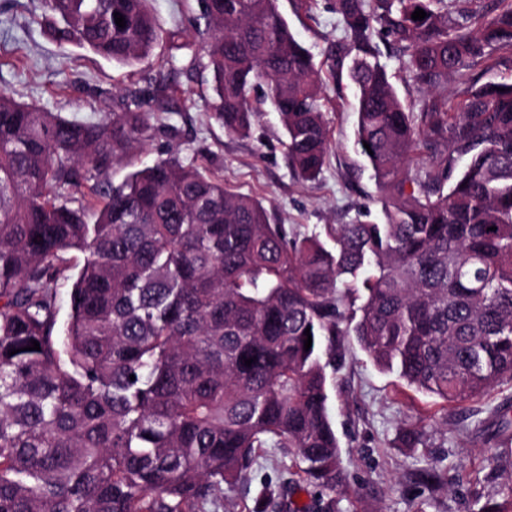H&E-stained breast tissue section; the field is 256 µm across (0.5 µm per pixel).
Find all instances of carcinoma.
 Returning <instances> with one entry per match:
<instances>
[{"label": "carcinoma", "instance_id": "1", "mask_svg": "<svg viewBox=\"0 0 512 512\" xmlns=\"http://www.w3.org/2000/svg\"><path fill=\"white\" fill-rule=\"evenodd\" d=\"M467 2L334 0L346 37L328 50L329 76L353 86L356 149L391 195L380 222L302 238L175 153L97 182L142 147L161 86L130 87L121 111L87 120L0 91V512H206L268 447L293 449L304 480L342 489L327 368L348 336L446 403L512 380V80L469 78L458 112L414 114L376 41L384 34L416 82L436 88L492 47L512 51V0L476 28ZM147 3L41 0V23L61 44L132 68L182 37ZM197 4L213 119L249 136L260 91L289 166L316 179L330 146L327 75L278 0ZM420 145L447 154L413 174ZM72 252L82 260L60 326ZM402 441L425 445L424 428H404ZM483 512H512V481Z\"/></svg>", "mask_w": 512, "mask_h": 512}]
</instances>
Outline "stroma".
Segmentation results:
<instances>
[{"label":"stroma","mask_w":512,"mask_h":512,"mask_svg":"<svg viewBox=\"0 0 512 512\" xmlns=\"http://www.w3.org/2000/svg\"><path fill=\"white\" fill-rule=\"evenodd\" d=\"M149 7L163 30L184 29L186 45L160 43L130 69L53 40L39 21L40 0H0V91L52 112L86 117L120 111L125 86L164 84L166 94L154 105L159 119L143 147L114 160L102 182L121 181L173 150L223 179L226 187L255 196L272 223L285 225L289 235L351 222L365 208L379 219L383 192L355 153L356 115L347 82H326L331 149L319 179L301 180L288 165L273 113L261 117L250 138L228 135L210 117L209 73L183 74L196 39V0H150ZM279 7L315 63L330 69L328 49L345 36L333 0H279ZM383 52L408 111L431 104L456 110L461 78H449L447 90H429L412 80L403 52L390 45ZM510 406L512 380L472 401L448 405L400 386L397 376L379 370L355 341H345L329 399L347 474L336 494V512H481L488 498L512 482V442L497 437L495 429L497 411ZM420 421L426 425L425 446L403 448L401 429ZM432 470L440 474V484L425 481V472ZM287 481L299 484L298 502L313 504L322 496L302 482L288 449H261L246 479L225 486L220 512H253L262 489L276 493Z\"/></svg>","instance_id":"1"}]
</instances>
